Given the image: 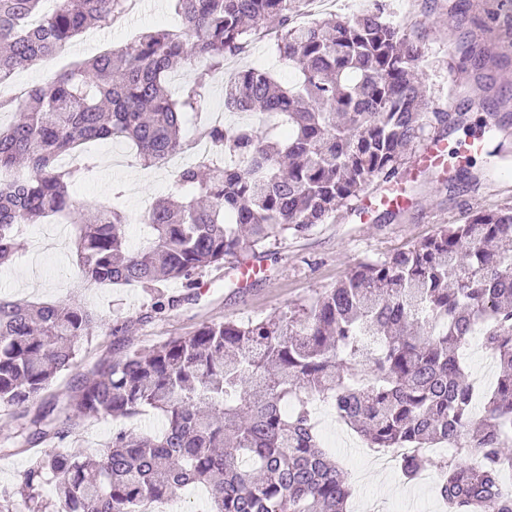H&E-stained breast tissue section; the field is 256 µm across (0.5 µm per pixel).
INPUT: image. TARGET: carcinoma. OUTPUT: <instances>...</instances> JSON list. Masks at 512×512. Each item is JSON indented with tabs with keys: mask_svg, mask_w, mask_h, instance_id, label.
<instances>
[{
	"mask_svg": "<svg viewBox=\"0 0 512 512\" xmlns=\"http://www.w3.org/2000/svg\"><path fill=\"white\" fill-rule=\"evenodd\" d=\"M0 0V81L59 52L93 24L109 26L126 0ZM303 0H175L182 27L144 32L0 99L15 119L0 126V266L12 262L24 224L57 217L80 225L84 280L186 287L247 244L265 247L327 224L374 181L399 178L401 158L446 112H429L418 71L422 50L385 16V6L305 25ZM276 33V50L297 71L281 84L243 66L224 81V110L284 118L280 142L252 124H208L196 138L206 163L174 172V199L146 210L151 236L127 245V215L100 207L88 224L69 187L94 168L63 156L100 140H129L145 168L184 153L186 118L211 94L209 72L246 48L254 32ZM207 71L173 93L169 78L188 61ZM480 331L497 361L484 419L461 360ZM123 325L70 302L0 300V406L30 453L0 512H143L188 485L208 491V512H347L352 489L322 447L316 401L374 449L398 457L404 481L438 474L445 512H512V205L478 211L423 240L359 263L309 303L248 323L200 325L147 350L107 356L51 392L76 366L79 342ZM153 411L156 432H112L110 443L77 454L39 451L86 420H132ZM435 443L457 448L435 460ZM52 486L55 500L43 498Z\"/></svg>",
	"mask_w": 512,
	"mask_h": 512,
	"instance_id": "cac0c4a2",
	"label": "carcinoma"
}]
</instances>
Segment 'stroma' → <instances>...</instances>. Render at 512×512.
Returning <instances> with one entry per match:
<instances>
[{
    "label": "stroma",
    "instance_id": "stroma-1",
    "mask_svg": "<svg viewBox=\"0 0 512 512\" xmlns=\"http://www.w3.org/2000/svg\"><path fill=\"white\" fill-rule=\"evenodd\" d=\"M386 2L391 19L407 24L408 35L424 50L419 76L429 111L448 115L447 122L431 130V137L453 145L468 140L481 132L486 113L494 112L506 125L505 144L512 152V106L499 105L502 98L512 99V58L476 70L458 50L462 44L489 43L512 35L503 29L482 28L491 0H457L458 10L453 15L448 12V0ZM180 26L172 0H139L135 12L123 23L94 28L92 39L76 38L63 54L50 57L43 69L18 68L13 80L23 88L38 85L48 73L120 48L139 33ZM254 62L282 81L294 78L291 65L278 58L271 40L252 38L245 56L228 59L223 71L210 76L208 107L222 113L226 123L237 121L223 106L226 75ZM455 69L461 72V84L452 95L448 73ZM474 97L481 101V111L471 110L469 102ZM92 153L97 161L94 174L73 188L77 207L88 212L119 200L130 218L129 241L141 245L144 228L140 216L148 203L171 193L170 167L143 168L135 160V147L122 141L99 144ZM411 167V159H404L400 175L411 183L410 204L395 218H387L385 209L380 208L367 221H360L356 201H349L338 208L333 222L318 225L309 233L288 236L259 250L243 248L237 259L200 274L194 288L169 281L166 292L176 303L161 315L154 313L147 289L84 281L77 264V225L52 219L22 228L14 261L0 268V299L41 303L71 298L103 320L124 323L125 330L119 335L98 334L82 340L77 361L79 371L84 372L106 355L118 357L129 350L146 349L170 337L188 335L204 323H246L287 310L294 303L310 302L362 261L384 258L431 236L440 226L459 222L466 213L512 204V178L452 191L447 179L415 175ZM240 262L259 270L243 288L232 283ZM313 418L325 449L344 470L355 496H371L389 506L415 502L421 512H442L436 480L420 478L408 483L398 471L380 472L377 450L338 423L330 406L316 404Z\"/></svg>",
    "mask_w": 512,
    "mask_h": 512
}]
</instances>
